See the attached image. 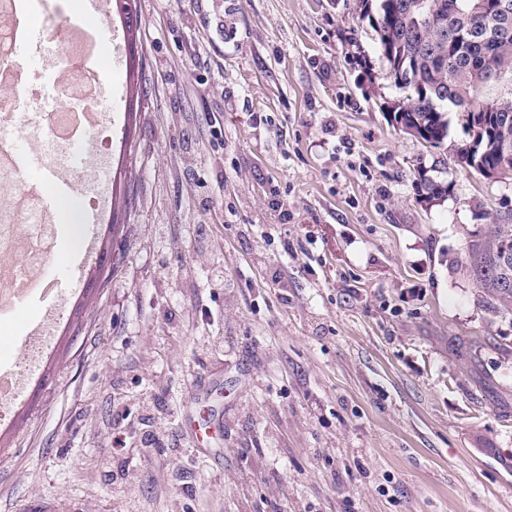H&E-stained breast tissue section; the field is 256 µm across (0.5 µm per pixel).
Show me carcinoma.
I'll list each match as a JSON object with an SVG mask.
<instances>
[{"mask_svg": "<svg viewBox=\"0 0 512 512\" xmlns=\"http://www.w3.org/2000/svg\"><path fill=\"white\" fill-rule=\"evenodd\" d=\"M360 17L376 33L380 56L396 87L405 126L432 148L448 138L449 115L469 140L482 144L470 169L499 171L512 181V16L479 8L485 0H359ZM416 188L439 198L449 186L417 168ZM512 224L495 218L467 246L469 274L499 314H512Z\"/></svg>", "mask_w": 512, "mask_h": 512, "instance_id": "obj_1", "label": "carcinoma"}]
</instances>
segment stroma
I'll return each instance as SVG.
<instances>
[{
  "label": "stroma",
  "instance_id": "35a3bbf8",
  "mask_svg": "<svg viewBox=\"0 0 512 512\" xmlns=\"http://www.w3.org/2000/svg\"><path fill=\"white\" fill-rule=\"evenodd\" d=\"M135 2L142 80L99 65L112 272L0 427V512H512V315L466 270L512 183L395 128L358 0ZM35 14L42 73L91 15ZM47 308L0 317V373ZM418 177L416 180V188L420 196V200L425 203H430L434 198H430L427 193H431L435 198L442 197L446 193L448 194V184H443L430 179L427 176V171L422 166L417 168ZM423 190L426 193L420 195V191Z\"/></svg>",
  "mask_w": 512,
  "mask_h": 512
}]
</instances>
